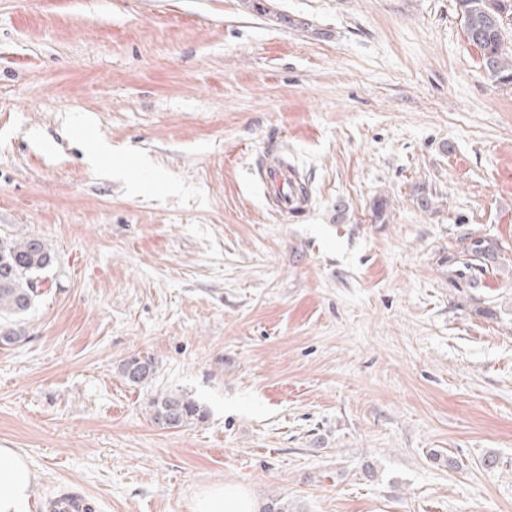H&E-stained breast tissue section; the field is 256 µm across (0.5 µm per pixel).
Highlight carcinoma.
<instances>
[{
	"label": "carcinoma",
	"mask_w": 512,
	"mask_h": 512,
	"mask_svg": "<svg viewBox=\"0 0 512 512\" xmlns=\"http://www.w3.org/2000/svg\"><path fill=\"white\" fill-rule=\"evenodd\" d=\"M266 0H245L258 14L272 16L275 23H288V16L265 5ZM502 0H458L463 35L479 51L480 67L498 82L512 81V52L504 47L503 19L499 13ZM463 247L458 263L471 280L503 270L496 242L473 234L461 239ZM53 255L48 245L36 237L20 241L0 237V317H21L42 295L43 273L51 266ZM25 339L20 327L0 325V346ZM124 380L132 386L148 383L156 372L154 359L133 356L120 367ZM153 418L174 429L202 418L203 412L191 399L175 393H161L153 398Z\"/></svg>",
	"instance_id": "carcinoma-1"
}]
</instances>
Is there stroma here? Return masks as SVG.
<instances>
[{"label":"stroma","instance_id":"stroma-1","mask_svg":"<svg viewBox=\"0 0 512 512\" xmlns=\"http://www.w3.org/2000/svg\"><path fill=\"white\" fill-rule=\"evenodd\" d=\"M270 6L288 24L243 0H0V236L53 255L0 347L27 512L71 489L191 512L220 482L291 512H512V84L456 0ZM271 150L301 213L266 207ZM469 234L509 271L461 279ZM135 355L156 374L132 387ZM170 391L203 419L157 426ZM124 380L132 386L147 384L156 372L154 359L150 357L133 356L126 359L120 367Z\"/></svg>","mask_w":512,"mask_h":512}]
</instances>
